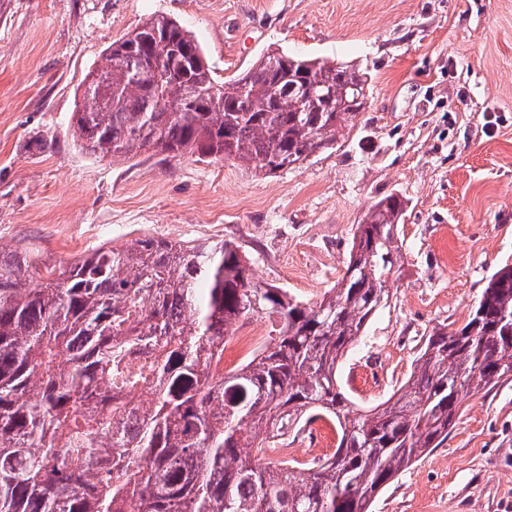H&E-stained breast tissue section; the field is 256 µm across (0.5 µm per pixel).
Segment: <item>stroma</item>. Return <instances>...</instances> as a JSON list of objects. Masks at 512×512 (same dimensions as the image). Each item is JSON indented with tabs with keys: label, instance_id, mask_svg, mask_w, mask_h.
Here are the masks:
<instances>
[{
	"label": "stroma",
	"instance_id": "stroma-1",
	"mask_svg": "<svg viewBox=\"0 0 512 512\" xmlns=\"http://www.w3.org/2000/svg\"><path fill=\"white\" fill-rule=\"evenodd\" d=\"M155 13L221 80L269 49L360 64L368 107L333 149L268 177L152 150L87 155L71 127L84 77ZM396 191L401 273L338 369L357 410L388 399L433 329L462 325L512 264V0H0L1 252L57 266L144 237L230 239L261 280L312 302L344 272L366 208ZM461 410L370 512H512V379Z\"/></svg>",
	"mask_w": 512,
	"mask_h": 512
}]
</instances>
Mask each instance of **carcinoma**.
I'll use <instances>...</instances> for the list:
<instances>
[{
	"mask_svg": "<svg viewBox=\"0 0 512 512\" xmlns=\"http://www.w3.org/2000/svg\"><path fill=\"white\" fill-rule=\"evenodd\" d=\"M101 72L73 116L86 154L227 157L256 174L333 148L371 81L352 62L276 49L221 82L192 33L163 15L113 42ZM408 203L391 192L367 208L345 272L314 302L256 279L226 239L102 245L44 276L24 253L0 255V512H368L448 441L464 396L512 377L507 263L463 325L428 336L385 402L349 407L339 360L389 298ZM260 314L277 324L262 352L215 373L224 338ZM141 387L153 398L136 406ZM319 419L338 435L327 460L265 454Z\"/></svg>",
	"mask_w": 512,
	"mask_h": 512,
	"instance_id": "obj_1",
	"label": "carcinoma"
}]
</instances>
